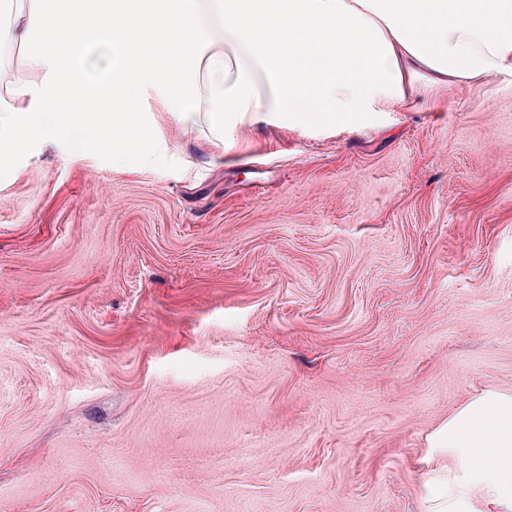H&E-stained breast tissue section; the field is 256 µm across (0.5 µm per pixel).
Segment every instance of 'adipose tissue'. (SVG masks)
I'll list each match as a JSON object with an SVG mask.
<instances>
[{"label": "adipose tissue", "mask_w": 512, "mask_h": 512, "mask_svg": "<svg viewBox=\"0 0 512 512\" xmlns=\"http://www.w3.org/2000/svg\"><path fill=\"white\" fill-rule=\"evenodd\" d=\"M29 41L53 109L15 91L0 108L13 150L83 132L123 165L149 150L142 88L186 73L180 118L219 142L259 122L357 127L427 90L512 82V0H0V70ZM94 45L110 55L99 77ZM427 444L423 512H512V394L472 397Z\"/></svg>", "instance_id": "1"}]
</instances>
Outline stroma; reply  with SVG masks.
Listing matches in <instances>:
<instances>
[{
	"label": "stroma",
	"mask_w": 512,
	"mask_h": 512,
	"mask_svg": "<svg viewBox=\"0 0 512 512\" xmlns=\"http://www.w3.org/2000/svg\"><path fill=\"white\" fill-rule=\"evenodd\" d=\"M140 107L143 163L0 169V512H421L427 436L512 392V86L217 147Z\"/></svg>",
	"instance_id": "35a3bbf8"
}]
</instances>
